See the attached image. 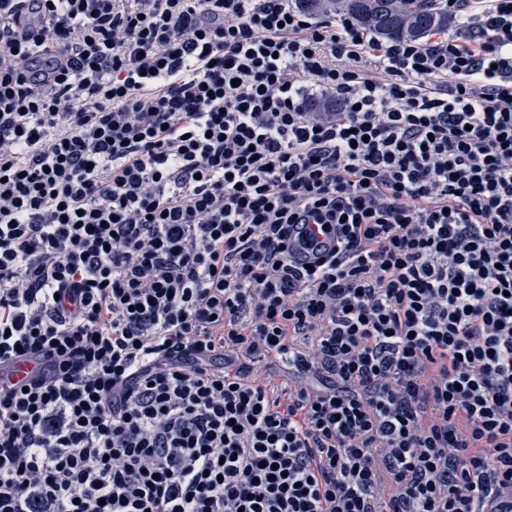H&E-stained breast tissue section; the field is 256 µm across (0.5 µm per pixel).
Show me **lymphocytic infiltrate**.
I'll return each instance as SVG.
<instances>
[{"mask_svg": "<svg viewBox=\"0 0 512 512\" xmlns=\"http://www.w3.org/2000/svg\"><path fill=\"white\" fill-rule=\"evenodd\" d=\"M447 5L0 0V512L512 489V0ZM307 13L342 12L360 27L381 39L403 38L423 41L434 32L448 29L449 35L464 34L459 30L458 16L453 19L448 6L440 0H295ZM451 12V11H450ZM452 23L451 26H449ZM449 26V27H448ZM45 364L38 358L13 360L0 366V391L12 390L44 374Z\"/></svg>", "mask_w": 512, "mask_h": 512, "instance_id": "f902f5d3", "label": "lymphocytic infiltrate"}]
</instances>
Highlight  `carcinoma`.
Here are the masks:
<instances>
[{
  "mask_svg": "<svg viewBox=\"0 0 512 512\" xmlns=\"http://www.w3.org/2000/svg\"><path fill=\"white\" fill-rule=\"evenodd\" d=\"M307 13L342 12L381 39L422 41L452 23L442 0H296Z\"/></svg>",
  "mask_w": 512,
  "mask_h": 512,
  "instance_id": "cac0c4a2",
  "label": "carcinoma"
}]
</instances>
